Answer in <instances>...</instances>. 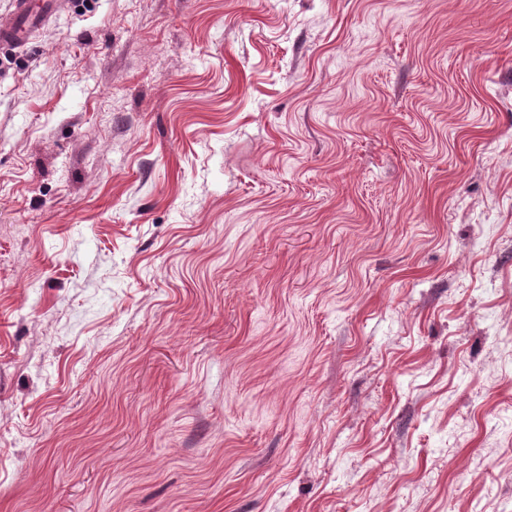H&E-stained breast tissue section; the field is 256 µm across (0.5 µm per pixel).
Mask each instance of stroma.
Returning a JSON list of instances; mask_svg holds the SVG:
<instances>
[{"mask_svg":"<svg viewBox=\"0 0 512 512\" xmlns=\"http://www.w3.org/2000/svg\"><path fill=\"white\" fill-rule=\"evenodd\" d=\"M0 512H512V0H72L1 60Z\"/></svg>","mask_w":512,"mask_h":512,"instance_id":"stroma-1","label":"stroma"}]
</instances>
